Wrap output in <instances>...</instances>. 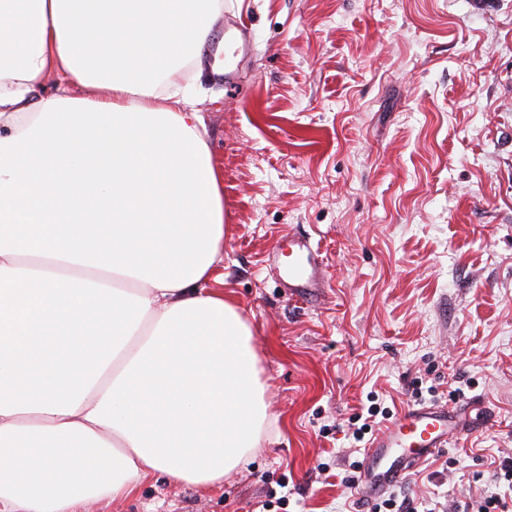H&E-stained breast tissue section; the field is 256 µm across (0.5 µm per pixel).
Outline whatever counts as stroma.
<instances>
[{"mask_svg":"<svg viewBox=\"0 0 512 512\" xmlns=\"http://www.w3.org/2000/svg\"><path fill=\"white\" fill-rule=\"evenodd\" d=\"M234 84L195 107L224 187L223 290L249 323L268 433L214 487L158 475L86 512H371L352 422L416 385L488 423L397 485L418 512L497 492L512 455V0H224ZM327 272L276 271L288 231ZM462 388L459 400L447 393ZM321 253L311 237L297 232L288 233V266L278 268V274L289 293L308 299L324 281Z\"/></svg>","mask_w":512,"mask_h":512,"instance_id":"1","label":"stroma"}]
</instances>
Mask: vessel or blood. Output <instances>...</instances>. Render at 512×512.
I'll list each match as a JSON object with an SVG mask.
<instances>
[{
    "label": "vessel or blood",
    "instance_id": "b4317fda",
    "mask_svg": "<svg viewBox=\"0 0 512 512\" xmlns=\"http://www.w3.org/2000/svg\"><path fill=\"white\" fill-rule=\"evenodd\" d=\"M278 274L292 296L305 299L325 274L318 246L311 237L288 235V265ZM473 419L469 411L415 404L405 408L373 436L364 451L359 483L373 497L400 483L419 464L459 439Z\"/></svg>",
    "mask_w": 512,
    "mask_h": 512
}]
</instances>
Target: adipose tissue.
<instances>
[{
	"label": "adipose tissue",
	"mask_w": 512,
	"mask_h": 512,
	"mask_svg": "<svg viewBox=\"0 0 512 512\" xmlns=\"http://www.w3.org/2000/svg\"><path fill=\"white\" fill-rule=\"evenodd\" d=\"M223 0H0V261L148 299L72 414L0 415V512H82L155 474L212 486L267 423L252 330L208 288L224 190L176 71ZM84 97L35 98L46 74Z\"/></svg>",
	"instance_id": "1"
}]
</instances>
